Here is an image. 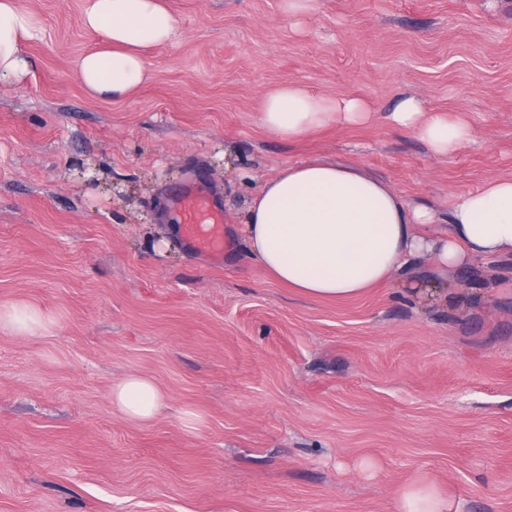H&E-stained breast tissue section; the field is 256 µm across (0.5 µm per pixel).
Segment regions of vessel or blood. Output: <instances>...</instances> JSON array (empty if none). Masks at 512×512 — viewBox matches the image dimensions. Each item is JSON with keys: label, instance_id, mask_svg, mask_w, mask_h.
<instances>
[{"label": "vessel or blood", "instance_id": "1", "mask_svg": "<svg viewBox=\"0 0 512 512\" xmlns=\"http://www.w3.org/2000/svg\"><path fill=\"white\" fill-rule=\"evenodd\" d=\"M173 205L180 215L181 228L189 245L213 263L224 258V214L213 207L206 192L195 186L175 195Z\"/></svg>", "mask_w": 512, "mask_h": 512}]
</instances>
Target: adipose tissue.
I'll return each instance as SVG.
<instances>
[{
	"label": "adipose tissue",
	"instance_id": "1",
	"mask_svg": "<svg viewBox=\"0 0 512 512\" xmlns=\"http://www.w3.org/2000/svg\"><path fill=\"white\" fill-rule=\"evenodd\" d=\"M82 22L102 35L103 46L78 59V75L86 90L102 99H121L146 85L152 77L146 49L176 36L164 0H87ZM38 35L35 16L18 0H0V83L16 85L29 76L33 62L25 46ZM380 120L417 133L438 160L473 137L466 118L426 109L410 95L382 111L359 96L331 97L288 83L264 93L258 113L261 127L288 141L329 126ZM242 234L250 256L298 294L355 298L391 283L414 262L455 269L479 258L512 256V177L461 195L442 215L361 165L314 158L283 166L261 183ZM53 325V317L35 305L0 307V330L8 334L40 337ZM110 400L127 421L149 424L166 395L151 377L131 373L113 384ZM395 508L461 512L462 505L416 480L401 489Z\"/></svg>",
	"mask_w": 512,
	"mask_h": 512
}]
</instances>
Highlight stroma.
I'll return each mask as SVG.
<instances>
[{"label": "stroma", "instance_id": "obj_1", "mask_svg": "<svg viewBox=\"0 0 512 512\" xmlns=\"http://www.w3.org/2000/svg\"><path fill=\"white\" fill-rule=\"evenodd\" d=\"M18 3L41 35L0 88V306L56 325L0 332V512H395L417 478L512 512V258L310 299L240 232L260 181L314 157L442 214L512 176V0H314L297 24L283 0H166L178 36L120 100L78 77L101 42L85 0ZM288 82L384 110L413 95L474 137L441 161L378 123L282 141L256 114ZM186 185L224 212L223 265L165 220ZM131 372L168 395L146 426L109 398ZM54 318L29 303L0 307V330L19 337H41L49 332Z\"/></svg>", "mask_w": 512, "mask_h": 512}]
</instances>
